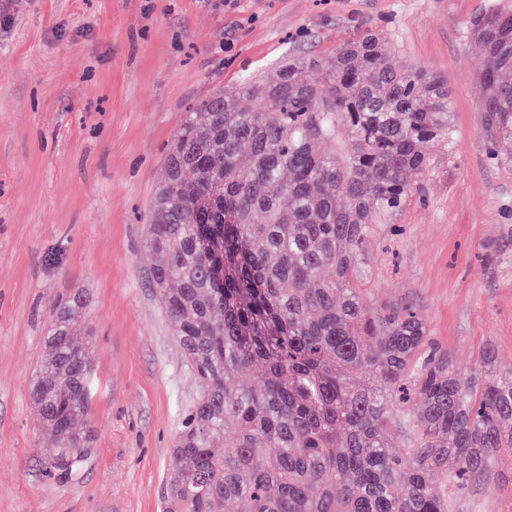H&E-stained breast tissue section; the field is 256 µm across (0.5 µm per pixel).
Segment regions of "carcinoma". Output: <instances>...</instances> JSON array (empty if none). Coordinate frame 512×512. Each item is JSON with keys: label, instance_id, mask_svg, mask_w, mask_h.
<instances>
[{"label": "carcinoma", "instance_id": "carcinoma-1", "mask_svg": "<svg viewBox=\"0 0 512 512\" xmlns=\"http://www.w3.org/2000/svg\"><path fill=\"white\" fill-rule=\"evenodd\" d=\"M491 59L484 112L512 138V3L474 16ZM448 80L403 69L366 33L271 81L195 103L151 204L152 274L201 391L167 474V512H448V493L512 449V377L458 369L410 306L371 312L373 214L390 216L451 136ZM348 141L334 148L339 125ZM248 160H242L243 149ZM333 275L326 276V270ZM83 296L55 315L31 398L66 478L93 443L92 355L73 336ZM261 373L250 385L239 374ZM410 447L396 451L390 437Z\"/></svg>", "mask_w": 512, "mask_h": 512}]
</instances>
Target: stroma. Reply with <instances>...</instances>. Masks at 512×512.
Returning <instances> with one entry per match:
<instances>
[{
    "instance_id": "1",
    "label": "stroma",
    "mask_w": 512,
    "mask_h": 512,
    "mask_svg": "<svg viewBox=\"0 0 512 512\" xmlns=\"http://www.w3.org/2000/svg\"><path fill=\"white\" fill-rule=\"evenodd\" d=\"M495 0H0V512H165V480L200 385L152 283L150 203L185 112L366 32L392 61L448 78L452 139L405 207L374 216L371 309L409 306L460 369L512 375V142L482 110L490 60L466 34ZM94 347L79 468L30 399L59 308ZM451 512H512V451Z\"/></svg>"
}]
</instances>
